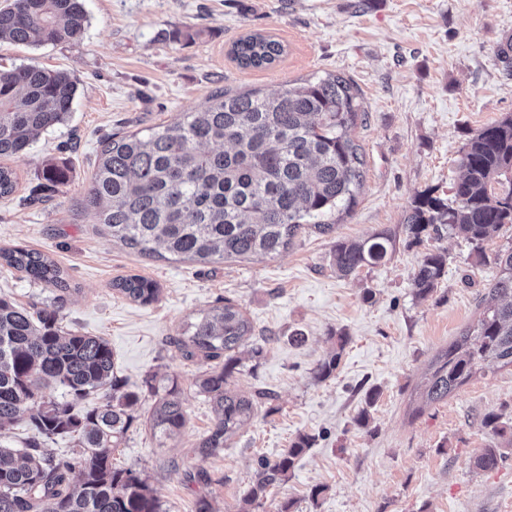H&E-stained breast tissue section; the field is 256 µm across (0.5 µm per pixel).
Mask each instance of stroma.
<instances>
[{
	"label": "stroma",
	"mask_w": 512,
	"mask_h": 512,
	"mask_svg": "<svg viewBox=\"0 0 512 512\" xmlns=\"http://www.w3.org/2000/svg\"><path fill=\"white\" fill-rule=\"evenodd\" d=\"M87 23L76 40L40 46L0 43V69L33 65L77 83L64 124L7 159L17 176L0 197V248L27 246L65 271L54 289L0 265V296L55 311L65 328L105 338L120 377L141 396L138 418L113 455L155 489L164 512H237L259 459L276 460L301 433L315 442L288 477L251 512H512V448L497 469L479 472L492 432L486 415L512 426V367H484L451 396L423 397L440 350L473 325L512 248V224L475 246L443 234L415 243L404 222L422 194L448 199L465 143L512 115V70L496 54L512 37V0H83ZM262 33L283 43L272 67L244 69L230 48ZM342 75L358 88L365 121L352 136L363 186L333 232L298 234L273 257L201 262L165 251L143 255L112 240L84 207L105 140L180 120L211 103L216 89L269 94L312 76ZM68 172L48 188L46 165ZM385 231L396 247L382 262L344 276L337 240ZM429 251L445 253L436 290L419 298L413 272ZM140 275L160 294L148 305L115 289ZM371 300H364L365 292ZM232 301L250 319V343L229 388L271 391L224 448L198 451L214 428L199 392L211 364L186 358L176 341L212 307ZM346 335L331 378L318 365ZM261 354H253V345ZM176 384L185 410L180 435L159 440L150 423L151 385ZM366 423H359V414ZM206 480H194L197 471ZM322 487L312 497L314 487Z\"/></svg>",
	"instance_id": "obj_1"
}]
</instances>
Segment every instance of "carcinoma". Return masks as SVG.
<instances>
[{
    "mask_svg": "<svg viewBox=\"0 0 512 512\" xmlns=\"http://www.w3.org/2000/svg\"><path fill=\"white\" fill-rule=\"evenodd\" d=\"M86 23L82 0H12L0 9V41L57 44L78 38ZM284 53L280 41L262 34L242 37L231 48L245 69L269 68ZM76 91L64 71L28 65L0 70V159L27 151L40 132L63 123ZM363 111L359 90L336 75L288 84L265 96L220 89L210 106L187 112L172 125L113 134L103 145L85 208L95 211L112 238L142 254L158 245L200 260L273 256L307 226L331 232L336 212L353 205L363 175L351 131ZM459 167L451 203L431 195L414 201L405 229L415 242L446 229L479 247L512 224V116L479 130L463 148ZM43 174L55 188L68 182L59 166H48ZM16 183V174L0 165V197L11 194ZM394 246L386 232L338 240L336 270L353 274L383 261ZM0 261L47 288L67 289L64 271L39 251L0 248ZM497 265L489 287L496 304L438 356L426 390L430 402L450 396L487 362L512 367V249L497 255ZM445 268L443 254H425L413 273L416 294H431ZM113 287L141 304L154 302L160 292L156 282L139 275ZM251 334L250 320L226 300L176 340L189 358L224 359L198 384L217 411L214 428L199 443L202 455L224 447L255 405L271 398L266 390L246 396L227 387L238 365L229 352ZM348 341L336 337V351L319 364L317 379L336 371ZM49 385L62 389L65 399L46 398L43 389ZM105 387L111 395L104 404L80 407ZM139 404V392L117 376L104 338L66 332L56 312L0 298V438L24 413L32 431L18 457L0 444V512H162L154 489L137 470L112 464ZM150 421L163 438L180 434L185 411L177 385L155 400ZM484 423L496 442L473 464L489 471L503 460L502 445L512 447V435L493 414ZM67 436L76 448L70 458L58 460L49 443ZM314 442L315 436L300 434L274 462L260 460L240 512H249L268 487L283 481Z\"/></svg>",
    "mask_w": 512,
    "mask_h": 512,
    "instance_id": "carcinoma-1",
    "label": "carcinoma"
}]
</instances>
